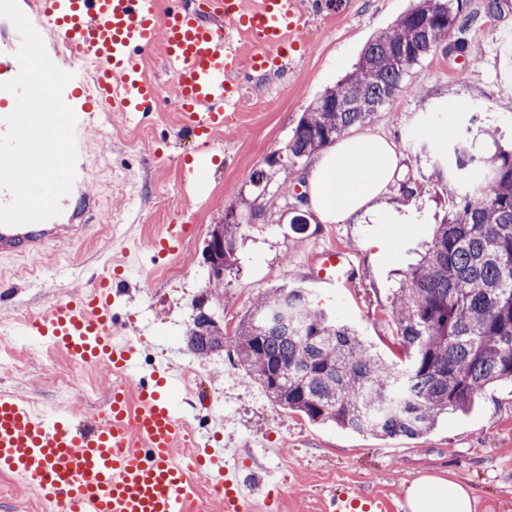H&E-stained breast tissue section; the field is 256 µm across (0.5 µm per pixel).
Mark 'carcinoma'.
Here are the masks:
<instances>
[{"label": "carcinoma", "instance_id": "1", "mask_svg": "<svg viewBox=\"0 0 512 512\" xmlns=\"http://www.w3.org/2000/svg\"><path fill=\"white\" fill-rule=\"evenodd\" d=\"M474 21L463 0H419L303 113L288 141L290 166L371 119L413 66ZM393 45L405 49L401 66L386 62ZM447 176L448 215L392 305L406 367L372 353L354 327L315 309L301 287L277 288L253 303L228 342L214 320H195L191 348L210 355L231 347L283 409L390 438L417 439L441 415L466 412L486 388L512 384V149L497 146L485 157L465 130L448 155ZM242 228L223 227L226 270Z\"/></svg>", "mask_w": 512, "mask_h": 512}]
</instances>
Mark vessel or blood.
<instances>
[{
    "mask_svg": "<svg viewBox=\"0 0 512 512\" xmlns=\"http://www.w3.org/2000/svg\"><path fill=\"white\" fill-rule=\"evenodd\" d=\"M319 0H183L160 13L158 0H29V19L48 33V56L72 75L63 100L77 117L76 134L108 107L155 111L158 86L141 68L142 51L162 48L183 123L199 139L224 126L227 109L241 101L238 78L281 70L307 12ZM244 35L242 56L224 40V29ZM86 196L66 195L49 220L0 225V256H39L61 242L85 238ZM315 274L324 287L351 282L350 252L330 245L316 253ZM28 335L45 338L84 365L108 358L117 378L107 417L87 419L70 409H38L25 398L0 393V473L53 503L57 512H207L203 487L222 501L224 512H254L256 501L272 505L280 484L274 474L253 477L227 449L204 447L192 466L176 459L186 425L174 413L172 391L178 364L154 366L141 376L131 340L120 336L106 285L77 300L52 303L45 317L25 323ZM207 476L198 486L193 473ZM392 504L359 489L332 491L322 512H392Z\"/></svg>",
    "mask_w": 512,
    "mask_h": 512,
    "instance_id": "obj_1",
    "label": "vessel or blood"
}]
</instances>
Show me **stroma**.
<instances>
[{"mask_svg": "<svg viewBox=\"0 0 512 512\" xmlns=\"http://www.w3.org/2000/svg\"><path fill=\"white\" fill-rule=\"evenodd\" d=\"M415 0H330L309 15L287 67L243 83L238 112L207 145L183 126L172 80L161 51H143L148 76L161 88L157 112L138 116L107 111L95 117L85 163L94 199L86 220L90 236L48 250L42 257H0V354L17 371L0 376V392L38 403L55 401L61 387L80 384L84 396L71 405L79 415H106L113 377L104 365H76L63 352L26 336L21 315L42 314L56 300L84 294L119 270L122 293L112 304L124 335L139 333L140 368L178 353L192 377L174 396L180 417L198 427L206 415L224 419L220 444L238 449L252 471L280 473L283 495L273 512H321V495L348 484L390 500L406 499L409 485L432 476L467 487L473 512H512V386L499 384L479 395L469 413L442 416L417 440L354 433L319 424L275 405L258 381L224 350L208 356L188 349L198 312L211 313L226 335L252 303L278 286L307 288L312 303L354 324L367 344L390 361L401 355L392 304L401 271L430 239L446 198L440 164L470 117L486 129L482 146L512 143V9L492 19L484 0H463L478 20L467 31L479 45L473 66L438 48L406 76L403 87L359 132L391 140L401 155L395 185L373 210L332 223L310 208L306 174L313 158L295 167L269 165L285 156L303 112L350 73L363 48ZM197 173L194 185L184 169ZM265 170V188L253 186ZM414 196H406L402 182ZM253 214L238 240L236 262L212 288L203 251L228 209ZM308 224L295 230L294 216ZM181 225L172 253L155 242L166 225ZM351 252L358 271L352 283L330 292L315 279L314 243ZM43 353L55 366L46 375L26 366Z\"/></svg>", "mask_w": 512, "mask_h": 512, "instance_id": "1", "label": "stroma"}]
</instances>
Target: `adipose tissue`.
I'll return each mask as SVG.
<instances>
[{
    "instance_id": "adipose-tissue-1",
    "label": "adipose tissue",
    "mask_w": 512,
    "mask_h": 512,
    "mask_svg": "<svg viewBox=\"0 0 512 512\" xmlns=\"http://www.w3.org/2000/svg\"><path fill=\"white\" fill-rule=\"evenodd\" d=\"M398 164L393 142L373 134L346 137L324 147L308 177V201L322 221L369 212L391 185ZM411 512H472L462 485L421 478L407 490Z\"/></svg>"
}]
</instances>
